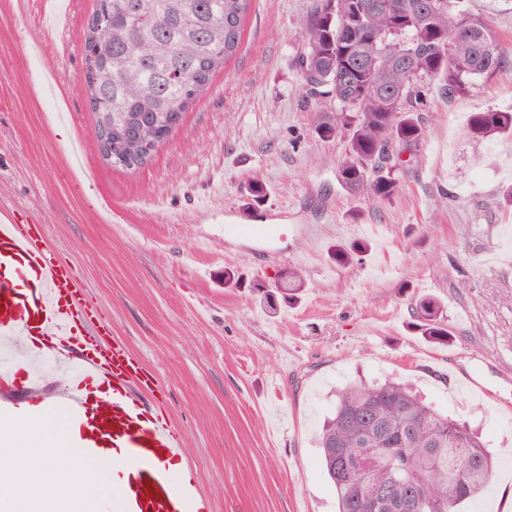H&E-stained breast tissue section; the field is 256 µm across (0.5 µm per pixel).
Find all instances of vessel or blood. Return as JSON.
Here are the masks:
<instances>
[{"instance_id":"vessel-or-blood-1","label":"vessel or blood","mask_w":512,"mask_h":512,"mask_svg":"<svg viewBox=\"0 0 512 512\" xmlns=\"http://www.w3.org/2000/svg\"><path fill=\"white\" fill-rule=\"evenodd\" d=\"M0 342L39 361L52 357L69 377L81 446L119 450L126 480L120 512H213L198 483H178L168 464L185 445L160 407L159 383L121 341H108L67 262L53 256L39 225L0 218ZM108 397L87 400L94 390Z\"/></svg>"}]
</instances>
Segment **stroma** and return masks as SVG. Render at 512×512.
<instances>
[{
    "mask_svg": "<svg viewBox=\"0 0 512 512\" xmlns=\"http://www.w3.org/2000/svg\"><path fill=\"white\" fill-rule=\"evenodd\" d=\"M0 0V210L40 224L98 324L153 372L214 512H336L314 432L346 384L394 378L467 422L496 456L463 512H512V416L448 380L512 366V138L474 140L471 113L512 111V60L463 97L427 93L424 138L391 200L349 194L343 138H323L298 71L310 0H252L238 52L144 166L104 160L84 84L93 0ZM80 157H73L72 146ZM368 243L336 266V246ZM298 269L270 312L255 284ZM233 281H226V274ZM455 341L414 329L415 296Z\"/></svg>",
    "mask_w": 512,
    "mask_h": 512,
    "instance_id": "1",
    "label": "stroma"
}]
</instances>
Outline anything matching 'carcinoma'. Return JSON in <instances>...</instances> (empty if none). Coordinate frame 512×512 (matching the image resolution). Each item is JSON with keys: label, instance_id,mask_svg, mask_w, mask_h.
<instances>
[{"label": "carcinoma", "instance_id": "1", "mask_svg": "<svg viewBox=\"0 0 512 512\" xmlns=\"http://www.w3.org/2000/svg\"><path fill=\"white\" fill-rule=\"evenodd\" d=\"M252 0H96L110 11V50L100 61L84 40L86 68H95L88 98L96 125L130 131L145 122L166 127L168 113L187 112L213 74L237 52ZM310 0L298 22V64L310 94L336 104L319 124L324 138L348 137L337 169L349 193L388 200L398 188L404 150L424 130L420 112L427 84L452 100L502 67L504 46L480 15L461 0ZM474 139L512 135V112L471 113ZM367 244L338 246L339 267L361 260ZM305 282L288 270L281 296L292 304ZM414 327L446 346L452 333L441 302L414 298ZM338 512H459L491 482L495 462L466 422L425 403L404 383L353 382L317 432Z\"/></svg>", "mask_w": 512, "mask_h": 512}]
</instances>
